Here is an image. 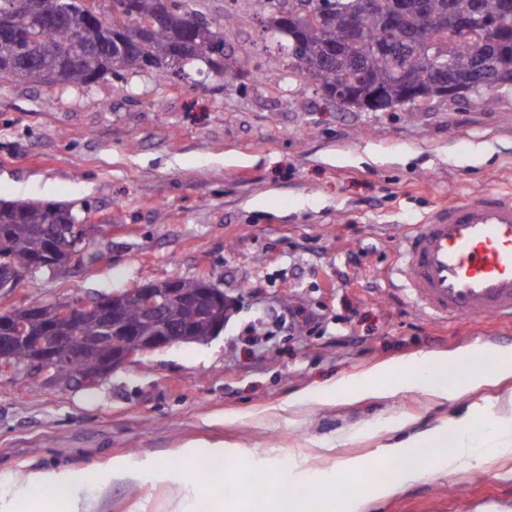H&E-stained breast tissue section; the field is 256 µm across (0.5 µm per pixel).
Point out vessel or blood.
Segmentation results:
<instances>
[{"mask_svg": "<svg viewBox=\"0 0 512 512\" xmlns=\"http://www.w3.org/2000/svg\"><path fill=\"white\" fill-rule=\"evenodd\" d=\"M398 255L406 288L430 317L512 318V190L437 207L404 233Z\"/></svg>", "mask_w": 512, "mask_h": 512, "instance_id": "b4317fda", "label": "vessel or blood"}]
</instances>
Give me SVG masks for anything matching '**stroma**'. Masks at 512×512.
Here are the masks:
<instances>
[{
	"label": "stroma",
	"mask_w": 512,
	"mask_h": 512,
	"mask_svg": "<svg viewBox=\"0 0 512 512\" xmlns=\"http://www.w3.org/2000/svg\"><path fill=\"white\" fill-rule=\"evenodd\" d=\"M183 7L221 23L227 48L248 49L241 77L140 72L83 90L0 79V201L74 205L99 254L36 272L8 305L204 274L235 312L209 343L144 353L90 387L52 369L0 373V474L70 467L88 475L96 512H167L186 467L176 449L224 445L229 486L242 468L296 454L324 470L366 460V490L385 421L407 415L422 431L453 403L415 390L289 401L415 354L512 347V323L430 319L395 272L408 225L512 189V92L482 108L344 110L292 76L264 0ZM344 430L351 441L320 449ZM121 457L136 460V478L105 474ZM369 512H512V457L416 479Z\"/></svg>",
	"instance_id": "35a3bbf8"
}]
</instances>
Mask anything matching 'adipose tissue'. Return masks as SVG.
Instances as JSON below:
<instances>
[{"instance_id":"1","label":"adipose tissue","mask_w":512,"mask_h":512,"mask_svg":"<svg viewBox=\"0 0 512 512\" xmlns=\"http://www.w3.org/2000/svg\"><path fill=\"white\" fill-rule=\"evenodd\" d=\"M512 377V350L477 345L451 356L427 353L398 364L385 363L359 376L326 388L324 398L359 400L367 396L391 398L404 390L421 392L458 402L480 388ZM512 422V390L496 401L468 406L464 413L448 418L432 429L411 432V419L392 420L388 430L396 441L380 445L377 459L397 465L396 475L371 484L364 493L342 492L340 473L357 476L364 470L359 458L342 462L340 471L326 472L295 461L280 467L266 481L262 494H255L250 482L239 485L242 504L261 499L264 512H366L369 502L395 494L407 482L435 470L467 469L489 454L512 456V434L502 431ZM82 473L67 468L16 472L0 482V512H93L79 489ZM299 486L303 492L283 498L284 486ZM40 489L35 498L28 489Z\"/></svg>"}]
</instances>
